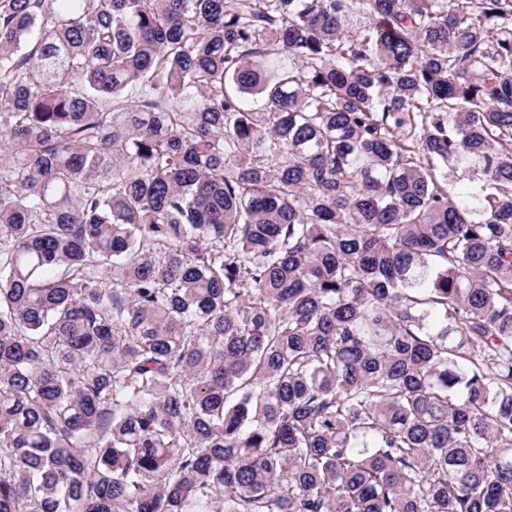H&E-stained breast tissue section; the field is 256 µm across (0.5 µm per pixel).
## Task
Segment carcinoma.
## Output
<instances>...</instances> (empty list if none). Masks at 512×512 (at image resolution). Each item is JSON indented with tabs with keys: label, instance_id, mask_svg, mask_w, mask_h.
Returning <instances> with one entry per match:
<instances>
[{
	"label": "carcinoma",
	"instance_id": "1",
	"mask_svg": "<svg viewBox=\"0 0 512 512\" xmlns=\"http://www.w3.org/2000/svg\"><path fill=\"white\" fill-rule=\"evenodd\" d=\"M0 512H512V0H0Z\"/></svg>",
	"mask_w": 512,
	"mask_h": 512
}]
</instances>
